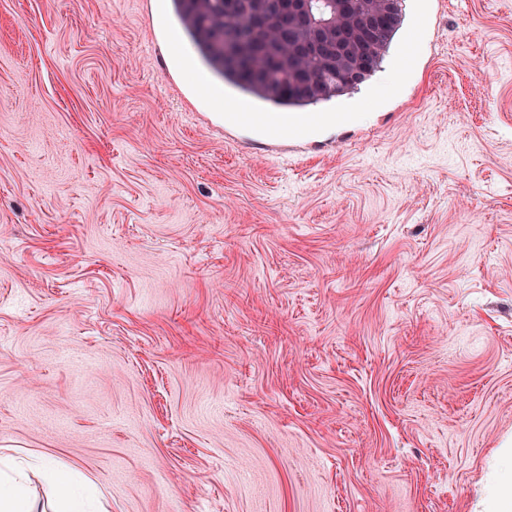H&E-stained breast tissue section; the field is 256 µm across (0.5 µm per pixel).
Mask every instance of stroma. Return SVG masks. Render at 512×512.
Returning <instances> with one entry per match:
<instances>
[{"mask_svg":"<svg viewBox=\"0 0 512 512\" xmlns=\"http://www.w3.org/2000/svg\"><path fill=\"white\" fill-rule=\"evenodd\" d=\"M402 5L269 150L170 0H0L1 449L112 512H471L512 438V0Z\"/></svg>","mask_w":512,"mask_h":512,"instance_id":"35a3bbf8","label":"stroma"}]
</instances>
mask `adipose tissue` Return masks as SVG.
Masks as SVG:
<instances>
[{"label":"adipose tissue","instance_id":"1","mask_svg":"<svg viewBox=\"0 0 512 512\" xmlns=\"http://www.w3.org/2000/svg\"><path fill=\"white\" fill-rule=\"evenodd\" d=\"M39 469L51 484L56 512H107L103 503L91 502L78 492L70 475L55 469L46 458L19 457L0 470V512H40L31 498L26 472ZM473 512H512V449H501Z\"/></svg>","mask_w":512,"mask_h":512}]
</instances>
